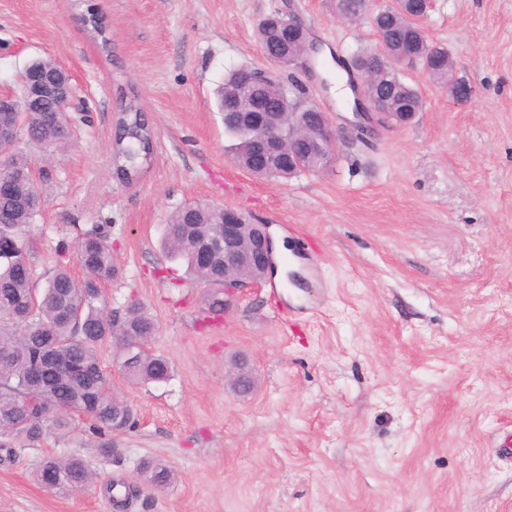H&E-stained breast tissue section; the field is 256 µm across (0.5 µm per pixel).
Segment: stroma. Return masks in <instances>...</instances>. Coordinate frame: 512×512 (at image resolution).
Wrapping results in <instances>:
<instances>
[{"instance_id":"obj_1","label":"stroma","mask_w":512,"mask_h":512,"mask_svg":"<svg viewBox=\"0 0 512 512\" xmlns=\"http://www.w3.org/2000/svg\"><path fill=\"white\" fill-rule=\"evenodd\" d=\"M94 9V39L81 21ZM293 15L321 63L276 66L256 38ZM476 88L454 102L420 64L401 68L424 106L404 126L340 145L331 166L258 178L233 158L214 92L240 66L274 70L301 98L346 119L335 58L376 44L368 20L334 0H0V89L55 59L91 117L69 146L31 150L44 200L31 236L38 272L62 245L105 225L119 274L110 311L153 316L150 346L168 380L131 385L114 339L103 370L135 411L104 448L86 424L40 446L0 450V512H512V0H434L424 21ZM138 96L155 132L133 183L113 176L119 92ZM239 209L269 224L275 271L221 319L206 289L165 257L164 224L185 203ZM247 358L257 385L235 393ZM78 456L92 483L62 492L33 473ZM146 461L173 480L141 484ZM134 484L116 502L108 484Z\"/></svg>"}]
</instances>
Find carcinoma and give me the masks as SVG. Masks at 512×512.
<instances>
[{"instance_id":"cac0c4a2","label":"carcinoma","mask_w":512,"mask_h":512,"mask_svg":"<svg viewBox=\"0 0 512 512\" xmlns=\"http://www.w3.org/2000/svg\"><path fill=\"white\" fill-rule=\"evenodd\" d=\"M272 14L259 24L257 37L264 48L288 51L284 30L275 23ZM380 39L392 45V58L417 53L425 34L406 22L397 12H378L370 15ZM433 68L434 80L440 87L448 81V49L437 46L427 52ZM357 67L368 65L382 74L385 82L371 83L367 95L377 99L390 96L388 112H417L421 99L417 87L408 83L389 61L374 54L357 56L352 60ZM238 68L224 77L217 92V105L224 110V102L235 99L242 111H249L251 88L240 80ZM264 97L267 103L266 122L288 127V121L298 122L301 116L289 109L298 104L295 92L273 76H264ZM126 115L120 117L113 148V169L116 178L124 183L136 180L151 163L154 145L151 125L146 112L135 97L120 96ZM16 117L25 138L23 146L14 150V168L26 172L30 168L23 147L35 146L44 151H55L66 144L71 135L67 115L56 113L50 117L44 112H19ZM224 130L235 140L234 159L249 172L261 178L288 179V166L269 170L253 168L249 160L256 150L253 132L237 119H224ZM11 210L10 224H0V241L12 251L0 258V449L17 444L38 445L52 425L61 434L74 429V417L83 416L91 422L95 433L102 438L100 447H112V418L123 420L121 432L135 424V417L127 402L113 393L97 354L100 342L107 336L116 338L120 351L136 349L133 363L123 361L121 368L132 384L161 382L172 373L170 362L148 350V341L156 331L154 319L145 307L131 303L123 317L114 318L106 310L101 285L118 275L112 260V246L99 229L83 232L75 242V261L84 276L76 278L69 264L60 262L41 279L31 260L30 231L39 210L17 200L0 199V210ZM224 215L221 209L210 205L184 204L176 208L164 225L162 247L166 256L184 264L186 273L194 280L209 285L215 272L197 263L196 244L202 238H215L223 231ZM72 313L68 318L62 310ZM56 346L71 358L83 373L82 379L67 386L57 385L50 377L38 378L30 365L45 345ZM57 470L61 479L57 489L69 491L88 483L92 471L80 457L44 458L34 472L42 482L46 471Z\"/></svg>"}]
</instances>
